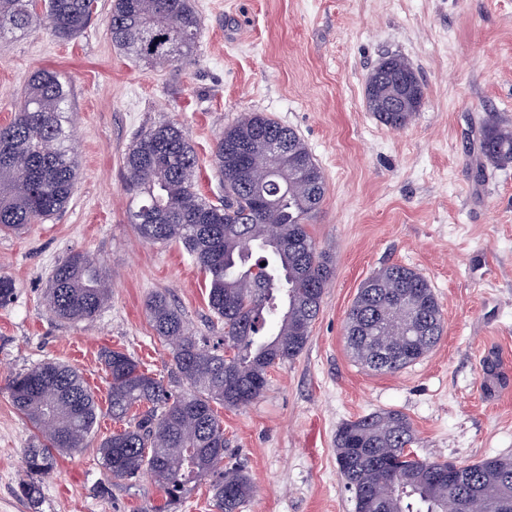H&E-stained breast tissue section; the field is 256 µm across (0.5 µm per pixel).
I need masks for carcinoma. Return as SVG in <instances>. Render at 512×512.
<instances>
[{
    "mask_svg": "<svg viewBox=\"0 0 512 512\" xmlns=\"http://www.w3.org/2000/svg\"><path fill=\"white\" fill-rule=\"evenodd\" d=\"M94 0H0V47L37 25L61 41L92 21ZM201 21L191 0H112V45L151 67L195 61ZM72 89L54 70L28 79L26 101L0 125V232L41 224L68 205L77 180L76 140L69 115ZM366 102L392 128L408 125L423 102L413 64L383 58L366 83ZM485 164L512 163V127L495 124L482 141ZM213 166L224 186L215 203L196 189L198 158L175 122L141 132L123 157L128 223L146 244L179 243L203 274L208 307L223 325L226 352L201 346L169 297L147 303L156 335L172 347L171 379L191 392L175 395L132 356L106 350L111 378L108 409L123 428L98 446L118 480L151 471L177 501L187 484L210 481L217 512H241L255 485L242 469L225 472L224 424L214 405L237 409L257 399L269 368L297 358L310 341L330 257L318 251L305 220L321 206L325 178L301 137L261 112H250L216 140ZM261 194L271 205L254 207ZM112 281L88 255L74 252L53 269L51 315L93 320L109 300ZM13 279L0 276V307L13 303ZM444 329L428 280L414 269L386 265L361 286L345 336L353 356L376 372L394 373L423 358ZM19 414L37 431L23 465L44 475L56 456L87 447L100 413L94 393L72 366L46 361L9 378ZM415 431L399 411H374L336 430V463L355 494V512H448V492L460 512H512V457L463 464L448 484V463L407 451Z\"/></svg>",
    "mask_w": 512,
    "mask_h": 512,
    "instance_id": "1",
    "label": "carcinoma"
}]
</instances>
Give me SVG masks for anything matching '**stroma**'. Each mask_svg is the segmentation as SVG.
I'll list each match as a JSON object with an SVG mask.
<instances>
[{
	"label": "stroma",
	"mask_w": 512,
	"mask_h": 512,
	"mask_svg": "<svg viewBox=\"0 0 512 512\" xmlns=\"http://www.w3.org/2000/svg\"><path fill=\"white\" fill-rule=\"evenodd\" d=\"M201 20L195 63L152 68L123 57L108 31L110 0L62 42L38 28L0 48V125L27 80L53 68L74 90L79 178L64 211L0 235V276L17 287L0 308V512H30L20 490L35 431L14 409L7 378L47 360L78 369L101 409L86 448L39 476L41 512H216L209 482L174 504L156 479L115 480L98 454L117 430L107 411L106 349L168 379L172 354L147 301L167 293L190 330L216 346L221 325L182 246L139 241L126 209L122 158L144 127L180 123L199 159L197 188L222 193L217 136L245 113L293 128L320 165L326 193L308 220L334 276L310 341L273 367L262 395L219 409L225 468L244 466L256 491L242 512H354L336 463V430L373 411L404 413L419 457L469 464L512 456V164L475 178L483 130L512 125V0H191ZM414 66L424 102L393 130L370 112L366 80L385 56ZM96 258L112 298L91 321L53 318L47 287L72 252ZM429 281L444 332L395 373L351 354L345 323L362 282L388 264Z\"/></svg>",
	"instance_id": "obj_1"
}]
</instances>
